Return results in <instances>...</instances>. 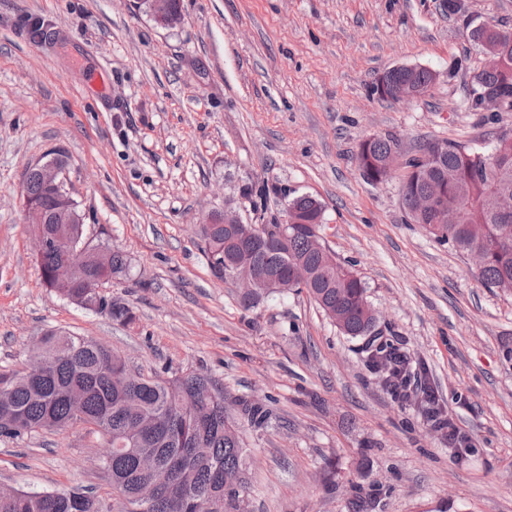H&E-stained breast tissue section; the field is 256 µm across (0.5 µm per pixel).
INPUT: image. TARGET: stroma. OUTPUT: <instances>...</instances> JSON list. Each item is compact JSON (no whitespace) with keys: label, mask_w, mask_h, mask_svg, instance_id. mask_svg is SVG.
<instances>
[{"label":"stroma","mask_w":512,"mask_h":512,"mask_svg":"<svg viewBox=\"0 0 512 512\" xmlns=\"http://www.w3.org/2000/svg\"><path fill=\"white\" fill-rule=\"evenodd\" d=\"M136 0H0V369H21L47 330L95 339L146 376L207 374L242 421L248 512H512V291L485 287L463 254L403 208L397 166L367 183L355 161L372 135L490 152L512 108L475 111L486 58L467 36L512 28V0H182L163 28ZM50 23L63 47L34 41ZM434 70L423 97L382 101L376 77ZM60 153L91 244L130 261L104 294L136 316L123 325L44 287L24 219L22 176ZM324 206L323 242L352 265L378 311L372 335H343L308 292L241 302L216 276L200 226L231 208L280 223L287 197ZM404 345L474 446L455 453L424 416L394 401L369 364ZM264 405L255 428L243 406ZM76 425L0 438V488L87 489L129 507Z\"/></svg>","instance_id":"obj_1"}]
</instances>
